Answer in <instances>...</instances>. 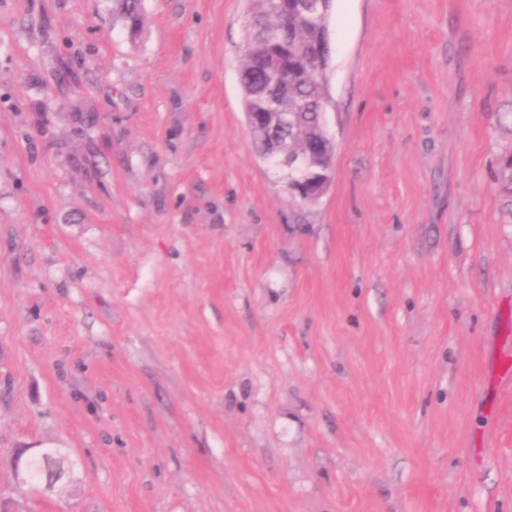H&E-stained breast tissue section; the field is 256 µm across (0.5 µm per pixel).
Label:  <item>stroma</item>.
<instances>
[{
  "mask_svg": "<svg viewBox=\"0 0 512 512\" xmlns=\"http://www.w3.org/2000/svg\"><path fill=\"white\" fill-rule=\"evenodd\" d=\"M142 6L0 0V503L512 512V0H333L311 203L245 121V0ZM113 13L126 23L131 34H136L142 27L141 0H113ZM57 452L54 449L43 451L36 454H30L24 457L21 456V463L27 468L20 466V462L15 460L14 464V479L19 485L30 487L36 495H41L45 490L53 488L63 478L69 476L68 469H61L54 465L50 468L47 478L44 482L39 484L36 488L31 486V480L34 484L40 483L45 475L46 465L48 461L54 458ZM29 472V473H28ZM30 475V476H29ZM31 477V478H30Z\"/></svg>",
  "mask_w": 512,
  "mask_h": 512,
  "instance_id": "1",
  "label": "stroma"
}]
</instances>
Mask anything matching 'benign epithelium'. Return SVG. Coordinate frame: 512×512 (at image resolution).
Listing matches in <instances>:
<instances>
[{
    "instance_id": "1",
    "label": "benign epithelium",
    "mask_w": 512,
    "mask_h": 512,
    "mask_svg": "<svg viewBox=\"0 0 512 512\" xmlns=\"http://www.w3.org/2000/svg\"><path fill=\"white\" fill-rule=\"evenodd\" d=\"M293 2L297 16L310 21L321 17L327 0H293ZM330 52V43H328L327 33L324 32L311 44L309 61L318 68H324L327 66ZM269 69L275 72L276 76L267 91L266 106L260 112L248 113L247 123L252 130L260 127L274 128L286 122L285 113L278 111V97L279 91L288 86V61L280 54L273 52L270 54ZM266 160L281 174L287 189L305 201L319 198L331 181V172L313 170L314 163L310 151L303 150L286 140H274ZM292 173L302 174V179L297 181L289 178ZM67 476H69V470L53 466L48 471L46 480L34 488L33 492L41 495Z\"/></svg>"
}]
</instances>
